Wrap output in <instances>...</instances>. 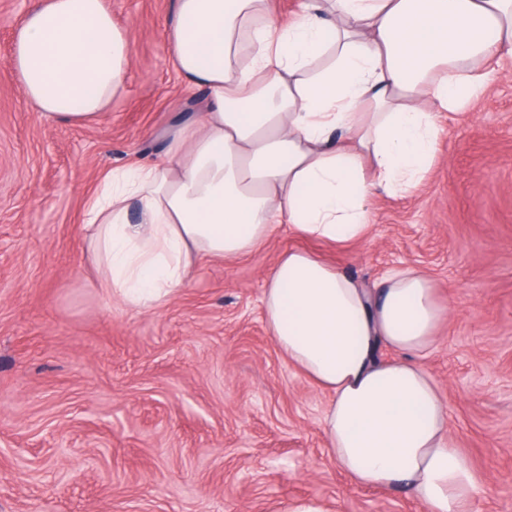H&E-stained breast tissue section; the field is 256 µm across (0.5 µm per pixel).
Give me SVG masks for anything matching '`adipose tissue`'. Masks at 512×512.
<instances>
[{"mask_svg": "<svg viewBox=\"0 0 512 512\" xmlns=\"http://www.w3.org/2000/svg\"><path fill=\"white\" fill-rule=\"evenodd\" d=\"M169 5L173 64L200 95L199 116L157 159L108 170L83 218L104 288L136 310L280 224L306 240L365 238L371 190L421 184L438 113L466 108L486 66L512 56V0H304L286 27L270 0ZM133 56L105 0H37L9 68L42 118L79 125L109 107ZM262 312L289 361L330 394L326 446L355 483L468 512L481 478L422 363L447 312L427 274L396 270L369 290L295 248L272 270ZM382 345L393 359H378Z\"/></svg>", "mask_w": 512, "mask_h": 512, "instance_id": "obj_1", "label": "adipose tissue"}]
</instances>
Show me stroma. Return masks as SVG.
Returning a JSON list of instances; mask_svg holds the SVG:
<instances>
[{
	"label": "stroma",
	"instance_id": "obj_1",
	"mask_svg": "<svg viewBox=\"0 0 512 512\" xmlns=\"http://www.w3.org/2000/svg\"><path fill=\"white\" fill-rule=\"evenodd\" d=\"M36 0H0V512H423L407 490L336 465L330 399L288 363L262 315L282 253L306 247L370 285L430 276L452 312L422 362L483 479L469 512H512V58L441 116L424 181L375 192L367 240L339 250L281 228L206 261L155 310L101 288L83 212L101 174L156 158L189 119L166 38L168 0H105L134 59L91 125L39 118L8 68Z\"/></svg>",
	"mask_w": 512,
	"mask_h": 512
}]
</instances>
